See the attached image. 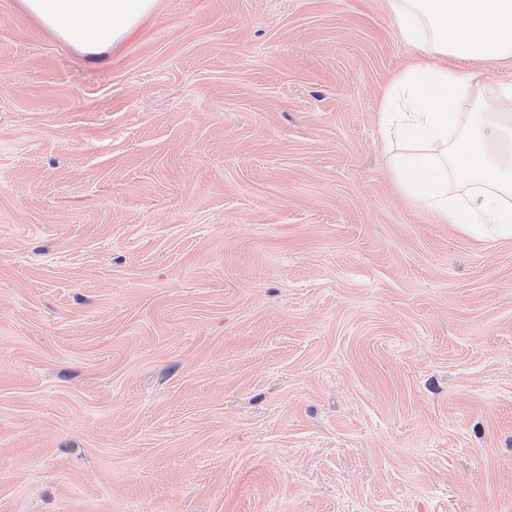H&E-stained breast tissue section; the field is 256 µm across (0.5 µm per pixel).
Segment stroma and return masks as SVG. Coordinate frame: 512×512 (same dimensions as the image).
Masks as SVG:
<instances>
[{
  "instance_id": "obj_1",
  "label": "stroma",
  "mask_w": 512,
  "mask_h": 512,
  "mask_svg": "<svg viewBox=\"0 0 512 512\" xmlns=\"http://www.w3.org/2000/svg\"><path fill=\"white\" fill-rule=\"evenodd\" d=\"M387 0H0V512H512V239L407 198ZM59 40L97 57L132 37L157 0H19Z\"/></svg>"
}]
</instances>
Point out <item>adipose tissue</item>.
Returning a JSON list of instances; mask_svg holds the SVG:
<instances>
[{
	"mask_svg": "<svg viewBox=\"0 0 512 512\" xmlns=\"http://www.w3.org/2000/svg\"><path fill=\"white\" fill-rule=\"evenodd\" d=\"M59 40L97 57L132 37L157 0H20ZM417 55L381 104L393 176L410 199L475 237L512 239V92L473 65L512 59V0H390ZM472 101L462 116V101Z\"/></svg>",
	"mask_w": 512,
	"mask_h": 512,
	"instance_id": "1",
	"label": "adipose tissue"
}]
</instances>
